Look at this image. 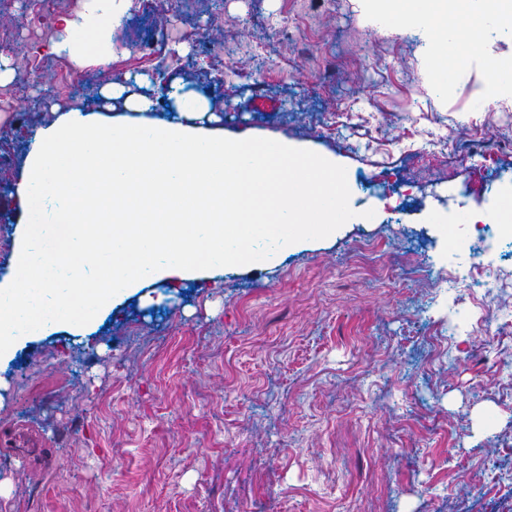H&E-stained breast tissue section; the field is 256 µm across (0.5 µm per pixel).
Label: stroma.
<instances>
[{
  "label": "stroma",
  "instance_id": "obj_1",
  "mask_svg": "<svg viewBox=\"0 0 512 512\" xmlns=\"http://www.w3.org/2000/svg\"><path fill=\"white\" fill-rule=\"evenodd\" d=\"M19 51L8 89L25 112L0 116V279L18 257L15 187L35 134L58 111L100 108L112 70L171 115L160 87L209 100L226 139L287 143L293 170L335 179L336 221L307 212L305 235L196 281H144L91 333L19 338L0 357V434L49 449L45 467L0 450V512H512V243L486 239L485 274L459 251L477 220L512 208V93L487 102L491 67L512 59L498 13L473 40L474 67L436 81L441 33L399 26L373 0H153L110 30L107 62L47 97L33 58L28 0H0ZM261 96L272 112L250 108ZM497 148L492 193L471 187L463 156ZM385 174L399 212L364 187ZM473 217L467 229L449 214ZM369 243L375 260L354 256Z\"/></svg>",
  "mask_w": 512,
  "mask_h": 512
}]
</instances>
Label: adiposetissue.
<instances>
[{
    "label": "adipose tissue",
    "instance_id": "ef3b65f1",
    "mask_svg": "<svg viewBox=\"0 0 512 512\" xmlns=\"http://www.w3.org/2000/svg\"><path fill=\"white\" fill-rule=\"evenodd\" d=\"M97 12L63 19L53 49L68 52L83 63L85 34L101 14L118 19L115 0H98ZM105 99L124 98L125 111L60 112L41 129L26 161L25 175L15 188L22 209L18 229V259L10 279L0 281V355L18 336H41L58 326L85 332L108 309L115 297L145 279L164 278L171 271L194 277L223 268L239 257L238 240L224 232V200L238 185L261 174L259 200L251 223L258 232L273 224H297L309 203L304 195L286 194L280 184L288 150L255 136L226 144L224 132L197 122L208 102L194 91L176 95L175 119L149 116L148 99L131 96L118 81L105 85ZM70 172L59 185V172ZM112 220V248L121 261L105 272H91L101 289L79 287L75 275L83 260L94 259L98 248L91 239L71 237L53 254L42 241L57 235L62 225L78 224L87 208ZM203 211L206 224L187 227L180 215ZM136 213L139 225H121L123 215ZM30 280L23 297L13 281ZM63 291L64 305L49 306L50 292Z\"/></svg>",
    "mask_w": 512,
    "mask_h": 512
}]
</instances>
